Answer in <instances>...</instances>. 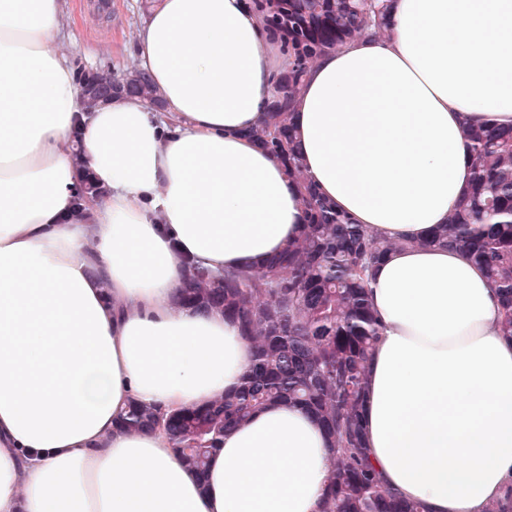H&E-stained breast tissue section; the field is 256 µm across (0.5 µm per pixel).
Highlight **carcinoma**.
I'll return each mask as SVG.
<instances>
[{
  "label": "carcinoma",
  "mask_w": 512,
  "mask_h": 512,
  "mask_svg": "<svg viewBox=\"0 0 512 512\" xmlns=\"http://www.w3.org/2000/svg\"><path fill=\"white\" fill-rule=\"evenodd\" d=\"M268 38L288 57L273 79L263 120L247 131L287 168L298 184L304 230L258 270L221 274L193 266L183 303L214 310L235 322L254 347L238 389L212 402L162 413L132 402L120 415L123 430L159 425L185 466L204 474L224 431L245 423L265 406L286 401L313 413L333 439L328 488L321 512H426L384 482L364 446L360 419L369 361L379 321L368 301L374 266L396 249L425 242L370 233L338 211L309 180L295 151L293 110L308 70L348 40L387 37L385 0H249ZM97 91L158 105L160 93L132 68H101ZM473 182L448 223L430 242L458 249L481 265L501 304L499 327L512 337V127L467 124Z\"/></svg>",
  "instance_id": "carcinoma-1"
}]
</instances>
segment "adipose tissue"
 <instances>
[{
    "label": "adipose tissue",
    "instance_id": "ef3b65f1",
    "mask_svg": "<svg viewBox=\"0 0 512 512\" xmlns=\"http://www.w3.org/2000/svg\"><path fill=\"white\" fill-rule=\"evenodd\" d=\"M388 5L389 37L310 69L296 152L355 223L418 242L471 184L464 124L512 125V0ZM61 20V0H0V512H320L332 440L304 409L226 432L201 478L160 430L116 424L135 399L204 405L252 361L235 323L180 294L190 262L257 267L303 230L295 182L246 136L287 58L245 0H161L134 60L162 109L85 116ZM86 172L105 194L80 218ZM370 301L366 448L428 512H485L512 485L496 293L466 255L418 244L380 262Z\"/></svg>",
    "mask_w": 512,
    "mask_h": 512
}]
</instances>
